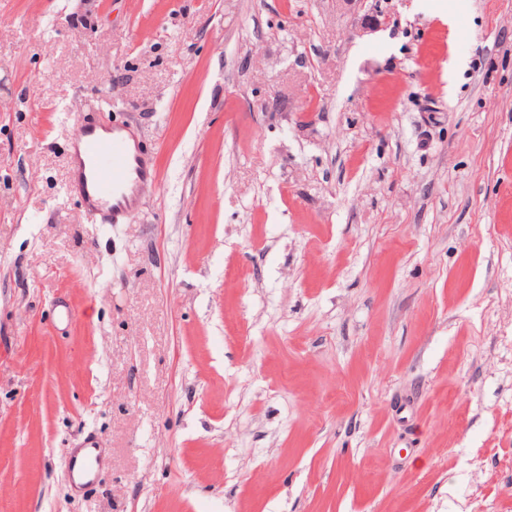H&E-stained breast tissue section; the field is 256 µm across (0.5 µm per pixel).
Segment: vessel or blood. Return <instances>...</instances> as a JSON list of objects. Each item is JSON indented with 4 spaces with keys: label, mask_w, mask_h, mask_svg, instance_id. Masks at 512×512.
<instances>
[{
    "label": "vessel or blood",
    "mask_w": 512,
    "mask_h": 512,
    "mask_svg": "<svg viewBox=\"0 0 512 512\" xmlns=\"http://www.w3.org/2000/svg\"><path fill=\"white\" fill-rule=\"evenodd\" d=\"M83 154L88 169L79 170V193L88 215L96 221L119 224L134 211L140 187L154 172L144 152L123 128L106 134L93 127L81 131Z\"/></svg>",
    "instance_id": "1"
}]
</instances>
